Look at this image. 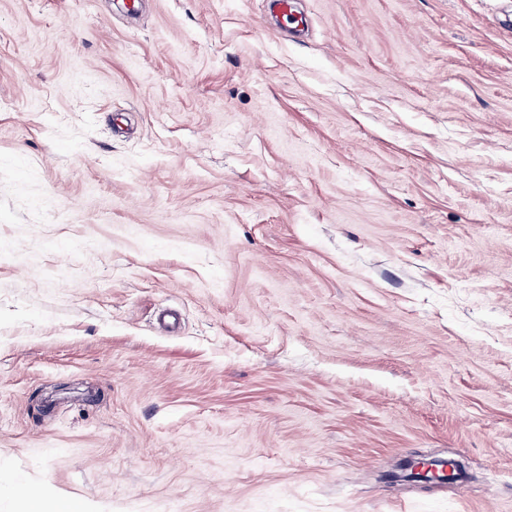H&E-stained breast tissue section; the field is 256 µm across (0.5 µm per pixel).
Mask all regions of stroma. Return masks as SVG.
<instances>
[{"mask_svg":"<svg viewBox=\"0 0 512 512\" xmlns=\"http://www.w3.org/2000/svg\"><path fill=\"white\" fill-rule=\"evenodd\" d=\"M297 2L0 0V512H512V0ZM400 474L393 473V481L409 480L414 482H450L459 477V461L448 459H406L399 463Z\"/></svg>","mask_w":512,"mask_h":512,"instance_id":"stroma-1","label":"stroma"}]
</instances>
